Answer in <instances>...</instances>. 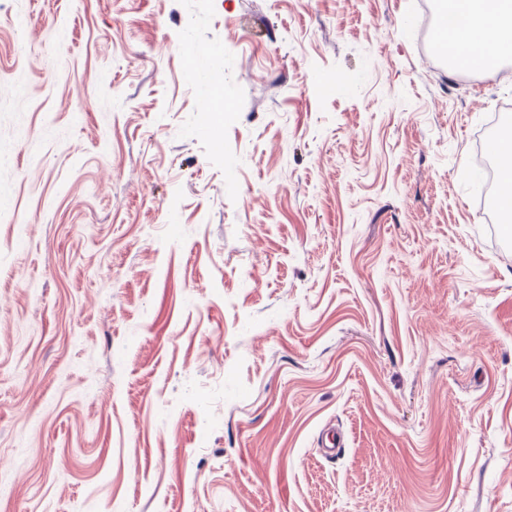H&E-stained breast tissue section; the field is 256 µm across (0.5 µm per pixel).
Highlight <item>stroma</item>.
I'll list each match as a JSON object with an SVG mask.
<instances>
[{"label":"stroma","mask_w":512,"mask_h":512,"mask_svg":"<svg viewBox=\"0 0 512 512\" xmlns=\"http://www.w3.org/2000/svg\"><path fill=\"white\" fill-rule=\"evenodd\" d=\"M439 3L0 0V512H512V62ZM498 158L501 173V202L509 213L512 212V129L509 126L500 133L492 147Z\"/></svg>","instance_id":"obj_1"}]
</instances>
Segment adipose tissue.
Wrapping results in <instances>:
<instances>
[{"label":"adipose tissue","mask_w":512,"mask_h":512,"mask_svg":"<svg viewBox=\"0 0 512 512\" xmlns=\"http://www.w3.org/2000/svg\"><path fill=\"white\" fill-rule=\"evenodd\" d=\"M455 25L444 33L456 66L496 69L512 55V0H448Z\"/></svg>","instance_id":"adipose-tissue-1"}]
</instances>
